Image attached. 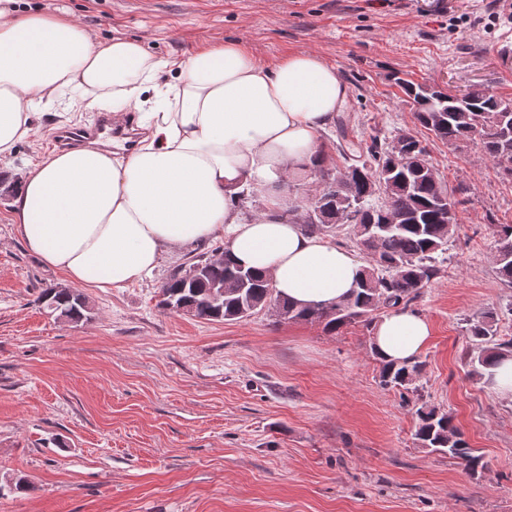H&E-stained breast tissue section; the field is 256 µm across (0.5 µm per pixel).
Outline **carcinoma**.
I'll list each match as a JSON object with an SVG mask.
<instances>
[{
    "mask_svg": "<svg viewBox=\"0 0 512 512\" xmlns=\"http://www.w3.org/2000/svg\"><path fill=\"white\" fill-rule=\"evenodd\" d=\"M414 106L415 119L436 138L460 143L479 138L498 170L512 177V100L485 89H472L458 99L433 86L403 82ZM337 158L322 154L313 164L314 176L325 184L324 194L304 207L316 211L304 217L305 231L318 234L348 226L367 258L351 295L332 305L298 307L276 295L270 279L244 269L229 259L211 262L207 252L191 256L188 263L203 267L204 275L186 282L171 269L158 291L157 307L178 308L184 315L207 321L235 320L270 309L279 320H300L323 325L328 333L361 323L372 325L383 308L407 309L439 273L438 253L446 250L457 220L448 210L460 201L440 180L426 159V149L410 134L391 141L372 140L367 146L348 140L347 124H336ZM496 275L512 288V225H496ZM233 289L226 292L224 285ZM38 303L55 318L79 323L91 315L88 301L67 286L42 289ZM497 314L483 312L467 320L466 330L475 342L472 373L481 377L505 358H512V339L496 338ZM379 382L400 391H418L415 381L423 363L393 364L379 361ZM415 439L423 448L464 462L470 474L485 468L483 458L469 447L451 412L426 402L415 410Z\"/></svg>",
    "mask_w": 512,
    "mask_h": 512,
    "instance_id": "cac0c4a2",
    "label": "carcinoma"
}]
</instances>
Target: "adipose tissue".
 I'll return each instance as SVG.
<instances>
[{
    "label": "adipose tissue",
    "instance_id": "1",
    "mask_svg": "<svg viewBox=\"0 0 512 512\" xmlns=\"http://www.w3.org/2000/svg\"><path fill=\"white\" fill-rule=\"evenodd\" d=\"M169 66L139 40L101 42L72 18L0 0V163L30 139L39 105L67 89L89 109L140 110L150 131L124 156L79 148L31 164L11 203L28 250L72 284L106 290L150 278L163 251L220 238L281 297L343 300L361 261L288 221L281 191L320 159V135L345 103L335 67L308 51L267 66L234 41L191 54L176 83L160 85ZM247 188L265 194L253 217ZM430 336L425 318L395 310L376 322L374 350L413 360Z\"/></svg>",
    "mask_w": 512,
    "mask_h": 512
}]
</instances>
